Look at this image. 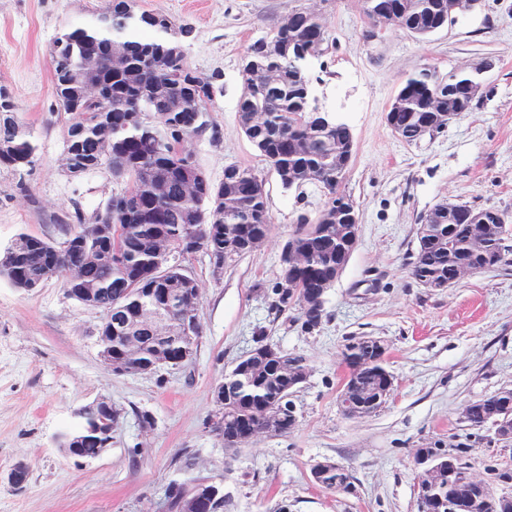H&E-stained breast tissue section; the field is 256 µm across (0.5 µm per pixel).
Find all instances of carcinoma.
<instances>
[{"instance_id": "1", "label": "carcinoma", "mask_w": 512, "mask_h": 512, "mask_svg": "<svg viewBox=\"0 0 512 512\" xmlns=\"http://www.w3.org/2000/svg\"><path fill=\"white\" fill-rule=\"evenodd\" d=\"M369 26L394 13L396 28L418 39H426L448 27L451 0H358ZM112 34L92 36L96 22L64 28L56 39L72 58L92 47L102 71H109L111 57L118 51L129 69L139 74L131 85L115 73L104 87V101L83 112L70 111L77 86H54L57 105L65 115V153L70 155L68 172L80 178L102 167L126 186L104 204L92 224H85L63 247L28 233L15 236L0 251V278L14 287L31 290L52 278H64L73 265L81 267V287L89 288L91 305L107 311L119 299L127 300L131 332L141 336L139 350L125 355L123 335L112 336V352L132 371L160 349L178 357L181 343L158 340L141 327L150 309L176 320L181 309H198L199 285L182 268L169 271L166 280H155L163 260L157 255L162 242L190 240L193 254H222L233 261L251 251L250 242L270 233L271 217L263 181L251 169L236 164L224 168V179L215 184L200 182L192 193L182 185L191 171L199 169L184 142L207 125V104L213 84L190 76L185 56L173 53L164 29L176 24L158 15V26H147L137 11L115 10ZM293 24L258 39L246 49L251 65L272 76L273 84L243 86L237 105L238 124L260 157L277 175L286 191H301L309 185L320 188L324 200L313 218L298 217L288 244L302 261L288 270V291L274 281L270 309L280 316L297 314L302 330L311 332L326 317L324 308L304 310L301 298L311 293L325 297L348 264L345 250L358 234L355 202L346 190L354 157L350 128L314 105L312 82L307 71V47L317 38L330 41L322 15L312 6L291 13ZM472 75L453 72L446 77L431 70L408 76L393 97L386 124L396 137L411 143L424 126L434 123L433 111L458 116L477 105L468 94ZM186 102L187 110L169 112L173 100ZM108 107L107 113L100 108ZM254 112L262 121L251 122ZM36 146L31 133L14 115L0 112V165L23 168L34 163ZM162 178L169 193L162 200L153 196L154 182ZM341 194L340 207L329 196ZM435 217H419L417 248L409 257V272L424 287L455 284L458 268L473 271L509 265L512 246L506 244L512 229L504 215L491 207L468 203L440 202L432 207ZM482 236L485 253L473 249V239ZM121 251L124 261L112 260ZM342 364L358 365L349 391L361 405L369 406L382 392L390 371L381 355L366 345L348 340L343 345ZM309 370L305 358L281 353L274 362L252 357L237 362L224 374V402L215 412L214 428L224 436V446L244 445L261 435L274 419L277 435L286 436L297 425L298 412L291 408L296 375ZM512 391H498L475 402L467 423L482 429ZM109 440L100 434L78 442L88 459L98 456ZM354 477L350 470L334 467L324 471L326 489L348 493ZM190 489L174 483L167 493L169 512H179V502Z\"/></svg>"}]
</instances>
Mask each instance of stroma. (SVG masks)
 I'll return each instance as SVG.
<instances>
[{"mask_svg": "<svg viewBox=\"0 0 512 512\" xmlns=\"http://www.w3.org/2000/svg\"><path fill=\"white\" fill-rule=\"evenodd\" d=\"M307 0H138L141 9L193 28L190 68L211 77L209 130L188 147L209 180L224 168L252 169L272 218L268 239L214 274L205 253L183 266L201 287L202 335L189 363L118 375L99 356L103 313L70 297L62 279L31 291L0 279V512H162L171 483L223 477L224 512H417L420 446L464 443L477 477L512 467V446L491 428L470 429L465 404L512 388V266L473 273L432 290L409 275L418 218L449 200L492 207L512 218V0H483L472 13L420 40L398 30L363 37L357 0H317L336 39L310 59L319 106L346 123L355 157L346 187L358 209L359 238L325 297L313 332L275 316L263 294L278 272L283 240L299 214L323 196L284 190L239 128L246 48ZM106 0H0V87L12 95L37 146L32 166H0V249L26 232L62 243L66 225L92 222L122 184L109 169L66 175L64 120L53 96L50 47L64 28L90 22ZM440 75L480 70L472 112L435 137L409 144L393 136L386 111L401 82L422 68ZM304 357L311 376L295 393L297 427L236 451L211 418V390L255 345L258 333ZM353 336L388 346L398 388L372 416H342L341 349ZM99 398L121 412L112 447L93 461L58 446L78 410ZM330 459L349 467L356 491L312 483L310 468ZM26 463L24 488L9 473Z\"/></svg>", "mask_w": 512, "mask_h": 512, "instance_id": "35a3bbf8", "label": "stroma"}]
</instances>
